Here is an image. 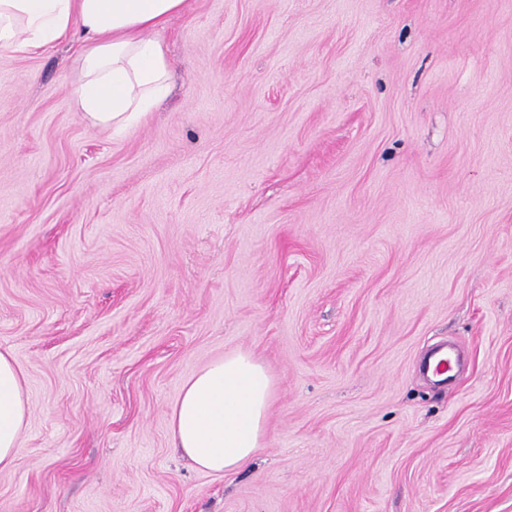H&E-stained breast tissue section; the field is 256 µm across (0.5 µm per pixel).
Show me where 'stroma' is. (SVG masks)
I'll return each mask as SVG.
<instances>
[{
    "label": "stroma",
    "mask_w": 512,
    "mask_h": 512,
    "mask_svg": "<svg viewBox=\"0 0 512 512\" xmlns=\"http://www.w3.org/2000/svg\"><path fill=\"white\" fill-rule=\"evenodd\" d=\"M158 38L120 133L77 38L0 48V512H512V0H185ZM237 351L272 397L215 475L170 415ZM29 408L22 374L9 352H0V470L9 469L17 457L28 426Z\"/></svg>",
    "instance_id": "35a3bbf8"
}]
</instances>
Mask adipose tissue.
I'll list each match as a JSON object with an SVG mask.
<instances>
[{"mask_svg": "<svg viewBox=\"0 0 512 512\" xmlns=\"http://www.w3.org/2000/svg\"><path fill=\"white\" fill-rule=\"evenodd\" d=\"M185 0H0V47L46 49L78 34L75 111L124 130L167 95L170 62L157 39ZM272 381L245 352L210 361L182 386L170 417L173 443L198 469L221 475L262 446ZM22 374L0 352V470L10 468L28 426Z\"/></svg>", "mask_w": 512, "mask_h": 512, "instance_id": "obj_1", "label": "adipose tissue"}]
</instances>
